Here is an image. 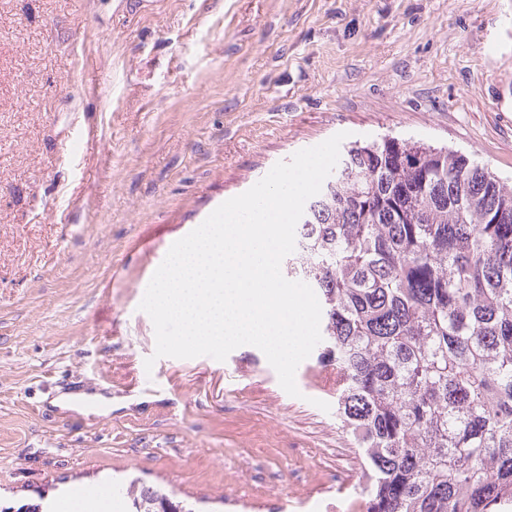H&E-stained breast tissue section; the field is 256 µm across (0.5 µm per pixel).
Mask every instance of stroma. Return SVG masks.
<instances>
[{"label":"stroma","instance_id":"stroma-1","mask_svg":"<svg viewBox=\"0 0 512 512\" xmlns=\"http://www.w3.org/2000/svg\"><path fill=\"white\" fill-rule=\"evenodd\" d=\"M342 131L512 187V0H0V512H353L331 370H149L139 308L169 239ZM132 487L127 491L135 509L132 512H192V509L185 508L180 502L173 501L167 494L152 487Z\"/></svg>","mask_w":512,"mask_h":512}]
</instances>
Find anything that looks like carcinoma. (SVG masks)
<instances>
[{"label": "carcinoma", "instance_id": "carcinoma-1", "mask_svg": "<svg viewBox=\"0 0 512 512\" xmlns=\"http://www.w3.org/2000/svg\"><path fill=\"white\" fill-rule=\"evenodd\" d=\"M281 270L320 302L315 360L339 378L366 512H512V188L447 147L355 142Z\"/></svg>", "mask_w": 512, "mask_h": 512}]
</instances>
